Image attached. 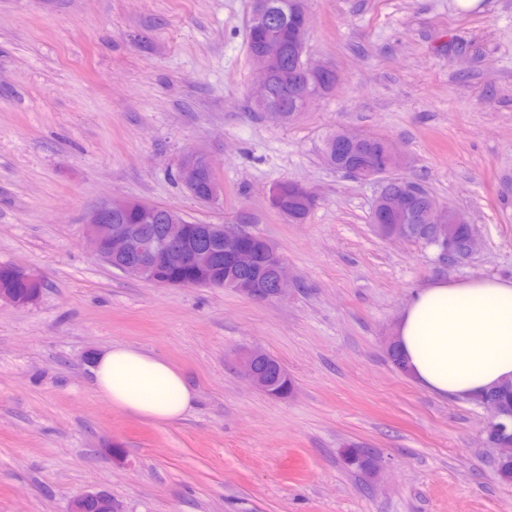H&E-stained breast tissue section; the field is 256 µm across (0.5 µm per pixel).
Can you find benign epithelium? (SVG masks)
<instances>
[{
    "label": "benign epithelium",
    "mask_w": 512,
    "mask_h": 512,
    "mask_svg": "<svg viewBox=\"0 0 512 512\" xmlns=\"http://www.w3.org/2000/svg\"><path fill=\"white\" fill-rule=\"evenodd\" d=\"M250 55L261 64L259 83L252 91L250 99L255 104L263 105L273 97V78L282 67L283 48L272 37L261 49L250 52ZM286 85L290 86V102L273 105L265 110L266 115L279 123L290 122L304 112L310 95L307 87L299 86L293 79L286 81ZM372 140V135L345 129L337 138L336 145L354 151ZM380 151L389 165L361 167L356 170L355 179L376 180L379 183L372 212L376 232L385 240L412 238L414 225L411 221L414 216L410 209V194L401 189L397 174L404 156L385 139L380 144ZM201 164L207 171L214 172L207 154L201 150L187 152L179 165V180L192 195L196 193ZM135 205L133 200L104 203L87 215L84 228L85 239L92 253L101 260H125L120 271L126 276L165 287L232 286L242 294L259 301H273L288 293L290 281L284 260L274 244L266 238L262 239L263 251L266 262L274 273L271 287L255 288L248 283L242 288L229 277L221 280L214 275L216 257L220 251L232 254L233 268L239 271L256 265L255 252L236 246L237 239L242 234L238 225L251 222L248 214L238 215L232 224H202L191 229L170 211L162 212L152 206L143 207L141 212L145 219L152 221L159 217L164 221L161 234L155 242L150 243L143 240L137 225L121 224L113 220L115 216L127 214ZM426 222L434 241L441 243L445 249L444 255L451 256L457 248L455 227L468 223L467 218L436 200ZM179 265L190 267L192 276L174 279L166 275L167 268ZM266 357V353L250 349L241 354L240 361L246 377L254 387L277 397L279 393L272 389L269 371L263 368ZM92 502L98 503L104 512H121L120 505L105 491L87 492L74 499L70 512H86L88 504Z\"/></svg>",
    "instance_id": "benign-epithelium-1"
}]
</instances>
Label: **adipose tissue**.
Listing matches in <instances>:
<instances>
[{"label":"adipose tissue","mask_w":512,"mask_h":512,"mask_svg":"<svg viewBox=\"0 0 512 512\" xmlns=\"http://www.w3.org/2000/svg\"><path fill=\"white\" fill-rule=\"evenodd\" d=\"M394 343L410 380L439 396L469 399L512 380V279L419 288L397 316ZM89 371L102 399L155 423L179 421L194 405L184 374L138 347L99 351Z\"/></svg>","instance_id":"ef3b65f1"}]
</instances>
